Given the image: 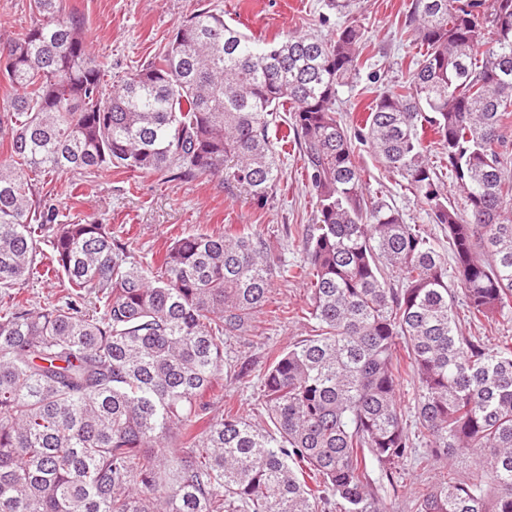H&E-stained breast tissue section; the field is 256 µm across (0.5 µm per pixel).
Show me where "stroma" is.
Instances as JSON below:
<instances>
[{
  "instance_id": "1",
  "label": "stroma",
  "mask_w": 512,
  "mask_h": 512,
  "mask_svg": "<svg viewBox=\"0 0 512 512\" xmlns=\"http://www.w3.org/2000/svg\"><path fill=\"white\" fill-rule=\"evenodd\" d=\"M86 18L88 38L98 61L107 69L105 84L113 88L122 78L165 47L172 30L195 8L197 0H69ZM223 10L230 25L259 40L287 33L333 36L346 18L362 24L367 38L370 68L356 83L339 88L345 112L367 111L383 90L397 89L409 77L417 54L404 22L411 0H349L347 12H331L326 0H208ZM329 23H322V16ZM358 161L367 189L403 211L408 223L425 224L421 204L400 187L367 148ZM39 195L56 208L60 219L90 220L111 225L129 238L137 259L151 260L177 235L225 225H258L271 249L286 263L306 259L305 240L296 226L311 224L314 208L302 173L297 148L286 145L281 181L265 207H258L242 188L222 178H187L175 181L157 175L139 176L113 170L111 176L63 174L36 181ZM307 293L295 279L273 277L268 302L257 314L249 340L224 341V357L232 366L214 396V411L234 407L252 423L263 425L257 411L261 378L269 353L283 349L308 334L305 320L294 318L304 307Z\"/></svg>"
}]
</instances>
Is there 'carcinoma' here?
Returning <instances> with one entry per match:
<instances>
[{
  "label": "carcinoma",
  "instance_id": "cac0c4a2",
  "mask_svg": "<svg viewBox=\"0 0 512 512\" xmlns=\"http://www.w3.org/2000/svg\"><path fill=\"white\" fill-rule=\"evenodd\" d=\"M29 9L0 44V512H390L404 462L425 473L460 451L474 475L448 464L413 512H512V336L462 331L512 323V0H411L420 56L357 121L336 107L366 65L356 20L260 42L201 5L108 95L83 14ZM281 111L315 208L303 264L247 225L143 263L111 225L57 223L36 198V176L116 168L223 174L262 206ZM358 143L445 232L463 312L429 229L366 191ZM43 244L67 285L34 306L11 288ZM275 272L305 283L314 324L268 366L259 428L208 397Z\"/></svg>",
  "mask_w": 512,
  "mask_h": 512
}]
</instances>
